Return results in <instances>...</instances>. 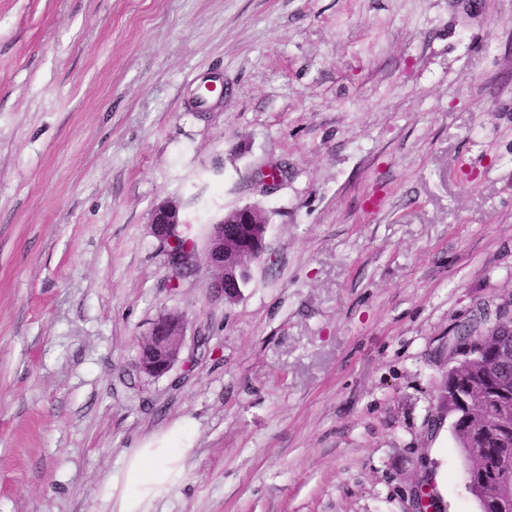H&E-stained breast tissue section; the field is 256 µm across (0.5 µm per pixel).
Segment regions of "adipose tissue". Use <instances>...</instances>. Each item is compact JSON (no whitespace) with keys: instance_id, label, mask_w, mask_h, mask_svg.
<instances>
[{"instance_id":"obj_1","label":"adipose tissue","mask_w":512,"mask_h":512,"mask_svg":"<svg viewBox=\"0 0 512 512\" xmlns=\"http://www.w3.org/2000/svg\"><path fill=\"white\" fill-rule=\"evenodd\" d=\"M195 435L193 423L180 419L142 439L99 483L98 500L109 512H152L184 482Z\"/></svg>"}]
</instances>
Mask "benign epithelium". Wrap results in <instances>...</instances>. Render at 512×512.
<instances>
[{
  "label": "benign epithelium",
  "instance_id": "1",
  "mask_svg": "<svg viewBox=\"0 0 512 512\" xmlns=\"http://www.w3.org/2000/svg\"><path fill=\"white\" fill-rule=\"evenodd\" d=\"M181 223L180 205L174 201H163L151 212V233L163 245L167 264L172 270L182 266L183 259L169 250L173 244L169 229ZM266 223L268 219L261 210L244 205L225 212L224 218L212 225L208 243L196 265L212 272L210 288L214 298L222 300L239 294L238 268L229 265L228 261L239 258L247 244L258 255H263L265 240L256 239L249 230L256 224ZM188 325V317L182 311L159 314L147 336L139 342L138 373L153 379L168 375L181 362ZM465 336L467 332L464 331L448 343V361L455 363V367L454 379L445 393L443 412H454L463 407L470 418L479 421V443L471 444L470 448L471 456L479 466L483 462L486 443L493 441L501 448L512 446L508 443L512 438V403L504 400L507 391H487L481 384L470 381L482 367L488 372L496 369L502 349L497 347L489 353L480 351L468 355ZM481 490L495 512H512V456H502L497 478L482 484Z\"/></svg>",
  "mask_w": 512,
  "mask_h": 512
}]
</instances>
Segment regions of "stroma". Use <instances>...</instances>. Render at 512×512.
Masks as SVG:
<instances>
[{"mask_svg":"<svg viewBox=\"0 0 512 512\" xmlns=\"http://www.w3.org/2000/svg\"><path fill=\"white\" fill-rule=\"evenodd\" d=\"M164 200L199 238L266 212L236 302L169 288ZM511 299L512 0H0V512H98L181 418L156 512H412L421 479L479 512L436 384ZM168 310L187 364L150 379ZM188 325V317L182 311L159 314L139 342L138 373L153 379L168 375L181 362ZM195 435L193 423L180 419L126 452L98 485L97 499L110 509L103 512H153L184 482Z\"/></svg>","mask_w":512,"mask_h":512,"instance_id":"35a3bbf8","label":"stroma"}]
</instances>
